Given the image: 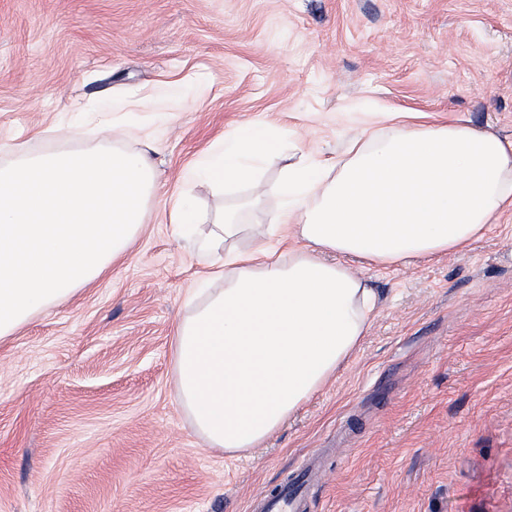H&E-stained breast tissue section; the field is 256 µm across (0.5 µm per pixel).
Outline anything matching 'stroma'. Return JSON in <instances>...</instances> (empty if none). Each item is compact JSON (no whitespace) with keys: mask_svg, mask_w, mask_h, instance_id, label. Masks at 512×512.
Segmentation results:
<instances>
[{"mask_svg":"<svg viewBox=\"0 0 512 512\" xmlns=\"http://www.w3.org/2000/svg\"><path fill=\"white\" fill-rule=\"evenodd\" d=\"M119 101L138 134L102 132ZM389 112L511 136L512 0H0V167L144 150L158 186L108 271L0 339V512H252L316 469L304 512H512L511 213L465 255L361 265L367 335L265 448H206L178 402L174 331L207 268L175 196L276 223L288 163ZM252 125L284 143L262 199L181 182Z\"/></svg>","mask_w":512,"mask_h":512,"instance_id":"obj_1","label":"stroma"}]
</instances>
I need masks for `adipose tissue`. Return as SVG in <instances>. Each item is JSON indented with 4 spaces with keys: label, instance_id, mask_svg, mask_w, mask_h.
I'll use <instances>...</instances> for the list:
<instances>
[{
    "label": "adipose tissue",
    "instance_id": "adipose-tissue-1",
    "mask_svg": "<svg viewBox=\"0 0 512 512\" xmlns=\"http://www.w3.org/2000/svg\"><path fill=\"white\" fill-rule=\"evenodd\" d=\"M277 145L258 128L225 136L182 179L253 180ZM279 189L267 227L228 210L198 229L184 196L171 212L224 280L175 330L178 397L205 445L230 455L261 447L365 336L377 296L346 258L401 267L462 254L512 211V137L459 119L399 120L364 131L335 165L300 157Z\"/></svg>",
    "mask_w": 512,
    "mask_h": 512
}]
</instances>
